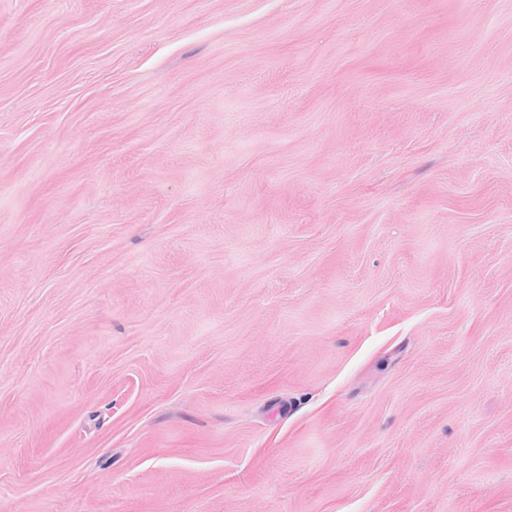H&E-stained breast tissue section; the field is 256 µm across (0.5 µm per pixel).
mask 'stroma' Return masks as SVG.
Returning a JSON list of instances; mask_svg holds the SVG:
<instances>
[{
  "mask_svg": "<svg viewBox=\"0 0 512 512\" xmlns=\"http://www.w3.org/2000/svg\"><path fill=\"white\" fill-rule=\"evenodd\" d=\"M0 512H512V0H0Z\"/></svg>",
  "mask_w": 512,
  "mask_h": 512,
  "instance_id": "stroma-1",
  "label": "stroma"
}]
</instances>
